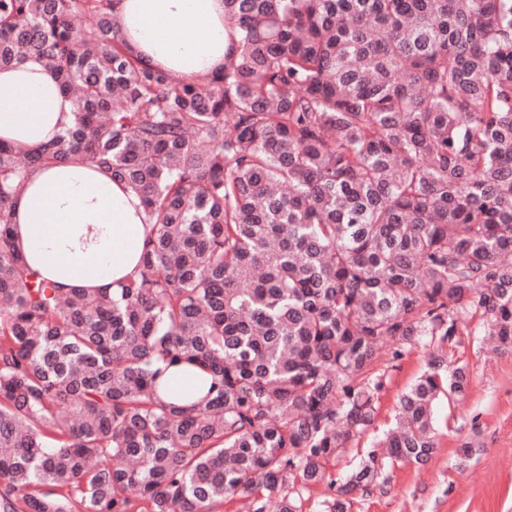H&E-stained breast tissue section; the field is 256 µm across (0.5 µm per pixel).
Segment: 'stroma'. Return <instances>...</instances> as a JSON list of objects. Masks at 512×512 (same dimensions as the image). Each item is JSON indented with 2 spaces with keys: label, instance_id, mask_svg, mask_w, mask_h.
<instances>
[{
  "label": "stroma",
  "instance_id": "stroma-1",
  "mask_svg": "<svg viewBox=\"0 0 512 512\" xmlns=\"http://www.w3.org/2000/svg\"><path fill=\"white\" fill-rule=\"evenodd\" d=\"M487 324L481 314H470L459 343L444 349L449 360L467 365L471 383L458 403L435 406V455L423 466H396L385 490L355 494L349 512H512V354L493 350L485 339ZM430 351L421 344L390 362L374 425L347 449L333 474L358 466L365 448L393 420L400 395L424 372ZM466 442L476 453L460 466L456 450Z\"/></svg>",
  "mask_w": 512,
  "mask_h": 512
}]
</instances>
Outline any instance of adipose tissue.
Returning <instances> with one entry per match:
<instances>
[{
    "instance_id": "ef3b65f1",
    "label": "adipose tissue",
    "mask_w": 512,
    "mask_h": 512,
    "mask_svg": "<svg viewBox=\"0 0 512 512\" xmlns=\"http://www.w3.org/2000/svg\"><path fill=\"white\" fill-rule=\"evenodd\" d=\"M113 18L144 66L197 80L224 64V0H115ZM77 105L35 58L0 70V139L31 152L70 126ZM27 265L61 292L115 288L137 275L152 227L139 196L96 165L35 170L13 201Z\"/></svg>"
}]
</instances>
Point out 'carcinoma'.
<instances>
[{"mask_svg": "<svg viewBox=\"0 0 512 512\" xmlns=\"http://www.w3.org/2000/svg\"><path fill=\"white\" fill-rule=\"evenodd\" d=\"M112 3L0 0V69L39 58L78 106L35 154L0 142V512H305L323 483L347 512L431 460L433 404L469 389L431 356L331 477L383 344L441 347L474 311L512 353V0H224L196 82L143 66ZM71 160L152 224L111 292L59 293L12 235L28 174Z\"/></svg>", "mask_w": 512, "mask_h": 512, "instance_id": "obj_1", "label": "carcinoma"}]
</instances>
